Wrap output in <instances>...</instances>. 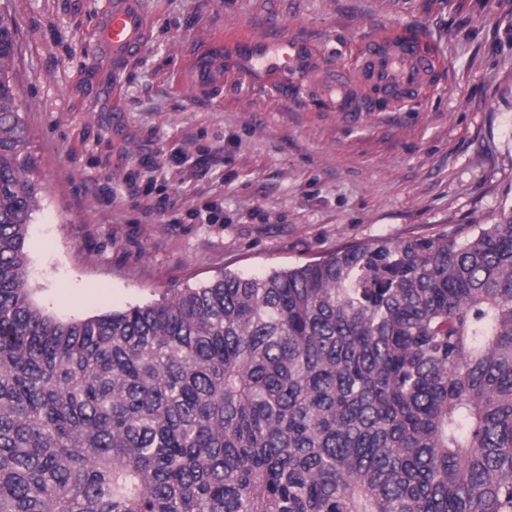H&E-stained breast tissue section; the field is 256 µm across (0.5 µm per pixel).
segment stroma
I'll return each mask as SVG.
<instances>
[{"instance_id":"stroma-1","label":"stroma","mask_w":512,"mask_h":512,"mask_svg":"<svg viewBox=\"0 0 512 512\" xmlns=\"http://www.w3.org/2000/svg\"><path fill=\"white\" fill-rule=\"evenodd\" d=\"M105 2L0 0L18 25L17 105L43 185L29 285L50 315L155 303L379 238L450 236L512 204V0H146L148 45L117 71L94 52ZM239 28L288 32L335 64L379 29L418 32L440 67L418 102L354 115L274 81L195 96L185 59Z\"/></svg>"}]
</instances>
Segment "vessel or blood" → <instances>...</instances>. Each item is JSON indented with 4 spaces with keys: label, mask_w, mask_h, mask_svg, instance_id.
Wrapping results in <instances>:
<instances>
[{
    "label": "vessel or blood",
    "mask_w": 512,
    "mask_h": 512,
    "mask_svg": "<svg viewBox=\"0 0 512 512\" xmlns=\"http://www.w3.org/2000/svg\"><path fill=\"white\" fill-rule=\"evenodd\" d=\"M148 22L144 0H109L97 19L96 54L113 66L145 50ZM190 84L197 91L223 89L227 77L251 81L302 76L306 99L326 112H368L374 101L402 106L420 99L436 70L434 56L410 37L392 33L367 38L351 68L319 61L308 45L288 36L268 38L242 33L238 69L226 75L219 52L204 46L191 57Z\"/></svg>",
    "instance_id": "b4317fda"
}]
</instances>
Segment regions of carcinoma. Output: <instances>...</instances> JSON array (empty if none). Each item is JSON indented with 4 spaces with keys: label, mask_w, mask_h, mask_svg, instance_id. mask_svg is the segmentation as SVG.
<instances>
[{
    "label": "carcinoma",
    "mask_w": 512,
    "mask_h": 512,
    "mask_svg": "<svg viewBox=\"0 0 512 512\" xmlns=\"http://www.w3.org/2000/svg\"><path fill=\"white\" fill-rule=\"evenodd\" d=\"M0 11V512H512V207L160 303L31 300Z\"/></svg>",
    "instance_id": "carcinoma-1"
}]
</instances>
